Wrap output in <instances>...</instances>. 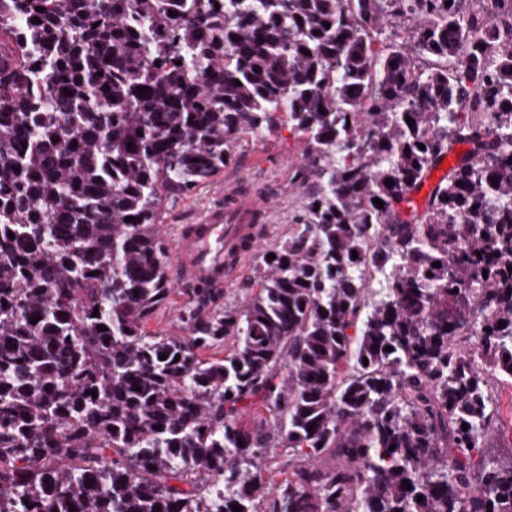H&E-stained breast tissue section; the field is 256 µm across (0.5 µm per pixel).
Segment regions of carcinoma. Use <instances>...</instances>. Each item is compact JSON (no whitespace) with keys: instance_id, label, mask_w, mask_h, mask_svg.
Instances as JSON below:
<instances>
[{"instance_id":"obj_1","label":"carcinoma","mask_w":512,"mask_h":512,"mask_svg":"<svg viewBox=\"0 0 512 512\" xmlns=\"http://www.w3.org/2000/svg\"><path fill=\"white\" fill-rule=\"evenodd\" d=\"M280 113L259 291L147 334L163 202ZM511 157L512 0H0V512H512ZM493 390L499 407L498 434H505L512 428V386L495 383Z\"/></svg>"}]
</instances>
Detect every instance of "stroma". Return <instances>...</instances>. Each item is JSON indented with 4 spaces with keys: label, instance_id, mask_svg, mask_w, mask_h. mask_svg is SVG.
<instances>
[{
    "label": "stroma",
    "instance_id": "stroma-1",
    "mask_svg": "<svg viewBox=\"0 0 512 512\" xmlns=\"http://www.w3.org/2000/svg\"><path fill=\"white\" fill-rule=\"evenodd\" d=\"M302 160V143L286 124L246 138L222 172L197 186L189 195L166 200L161 209V225L169 243H176L182 225L194 223L231 191L257 199L266 213L269 241H276L288 231L300 197L291 186L294 169ZM173 292L166 308L145 324L148 334L187 337L180 320L187 297L178 274H171Z\"/></svg>",
    "mask_w": 512,
    "mask_h": 512
}]
</instances>
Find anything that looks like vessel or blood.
Instances as JSON below:
<instances>
[{
    "mask_svg": "<svg viewBox=\"0 0 512 512\" xmlns=\"http://www.w3.org/2000/svg\"><path fill=\"white\" fill-rule=\"evenodd\" d=\"M257 207L254 199L228 194L223 206L209 211L180 235L176 254L182 276L197 284L223 282L224 253L244 235Z\"/></svg>",
    "mask_w": 512,
    "mask_h": 512,
    "instance_id": "1",
    "label": "vessel or blood"
}]
</instances>
